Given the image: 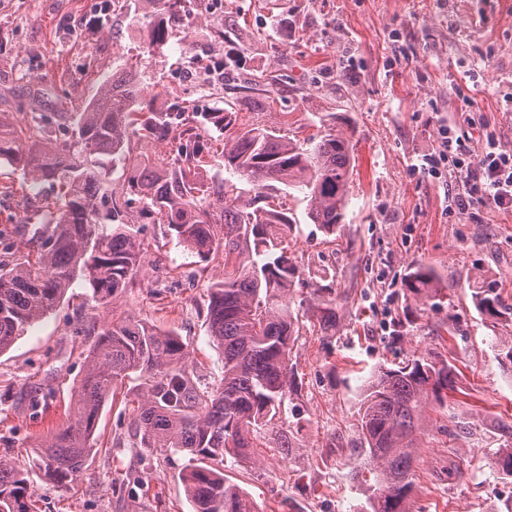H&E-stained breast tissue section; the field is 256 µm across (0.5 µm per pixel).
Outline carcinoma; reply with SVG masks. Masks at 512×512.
<instances>
[{
	"label": "carcinoma",
	"instance_id": "carcinoma-1",
	"mask_svg": "<svg viewBox=\"0 0 512 512\" xmlns=\"http://www.w3.org/2000/svg\"><path fill=\"white\" fill-rule=\"evenodd\" d=\"M158 19L145 24L149 46L167 42L185 0H146ZM138 74L131 68L104 81L85 111L60 113L73 122V143L58 148L46 138L43 116L34 115L20 135L38 148L18 153L16 137L0 133V160L20 161L35 182L58 183L59 199L36 209L37 223L25 227L35 258L0 260V352L25 327L50 314L67 290L83 281L98 303L117 299L129 286L139 261L142 225L126 208L138 202L140 215L161 224L177 245L206 259L224 251V278L208 287L209 336L221 349L224 377L216 385L194 379L182 337L134 320L103 328L81 379L74 416L36 465L45 478L68 482L80 475L92 452L100 412L118 382L133 383L137 409L129 422L141 448L187 458L182 482L194 512H257L238 486L224 479V459L245 458L257 428L281 410L294 385L288 368L295 322L288 288L296 269L285 238L293 224L288 209L267 202L265 190L297 189L308 201L307 216L326 233L341 223L354 170L350 138L324 135L308 142L251 128L224 138V167L255 194L226 181L213 190L200 185L191 165L209 156L205 141L178 138L168 169L159 173L133 155L130 130L166 140L172 131L165 112L141 107ZM129 176L122 198L106 192V162ZM406 290L438 300V276L418 265ZM473 301L495 328L512 321V302L479 277ZM456 367L429 355L383 366L361 399L359 436L373 475L372 512H409L415 490L419 440L454 388ZM26 470L0 459V512H35Z\"/></svg>",
	"mask_w": 512,
	"mask_h": 512
}]
</instances>
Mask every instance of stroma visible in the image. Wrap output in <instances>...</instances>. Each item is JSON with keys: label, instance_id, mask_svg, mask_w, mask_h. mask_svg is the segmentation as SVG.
<instances>
[{"label": "stroma", "instance_id": "stroma-1", "mask_svg": "<svg viewBox=\"0 0 512 512\" xmlns=\"http://www.w3.org/2000/svg\"><path fill=\"white\" fill-rule=\"evenodd\" d=\"M196 14L162 48H146L138 16L146 0H0V130L30 113L48 116L55 145L72 141L57 112H79L112 73L129 65L152 109L177 112L210 154L194 170L213 186L236 181L222 159L225 131L210 115L229 111L235 131L254 126L300 140L350 137L355 168L335 234L295 219L288 253L298 284L289 364L297 389L258 430L249 458L224 474L258 512H370L351 473L367 463L358 435L362 392L374 371L412 356L453 362L447 405L434 409L421 441L410 512H501L512 479L495 463L501 426L512 419V370L501 363L512 322L488 329L472 300L475 276L512 298V211L448 206L458 189L452 162L441 178L413 168L448 125L479 155L486 134L512 151V0H188ZM235 50V69L212 72ZM50 182L0 162V242L20 231ZM140 265L115 301L92 300L83 282L51 314L0 353V458L27 468L40 512H192L180 479L185 459L132 447L125 390L101 412L83 473L56 484L34 469L38 448L73 417L75 390L101 328L128 319L176 330L196 378L223 373L209 339L207 287L224 257L183 251L159 224L146 225ZM441 277L438 305L404 288L411 267ZM336 324L321 329L325 306ZM145 484H138V477Z\"/></svg>", "mask_w": 512, "mask_h": 512}]
</instances>
